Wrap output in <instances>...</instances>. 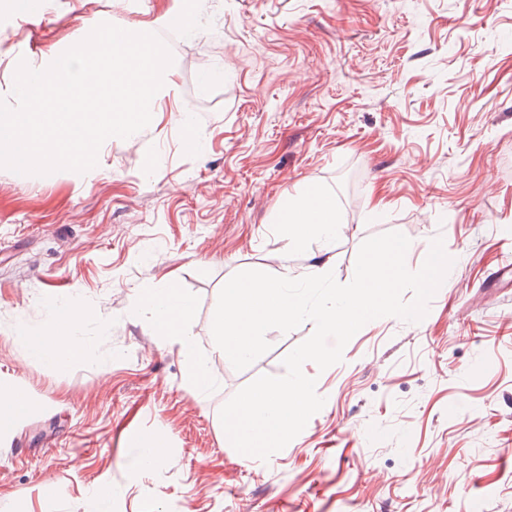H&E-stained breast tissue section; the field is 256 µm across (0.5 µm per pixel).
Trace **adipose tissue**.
Wrapping results in <instances>:
<instances>
[{
  "label": "adipose tissue",
  "mask_w": 512,
  "mask_h": 512,
  "mask_svg": "<svg viewBox=\"0 0 512 512\" xmlns=\"http://www.w3.org/2000/svg\"><path fill=\"white\" fill-rule=\"evenodd\" d=\"M335 224L336 215L332 202L313 190L304 198L289 202L281 214L279 231L289 244L297 245L310 234L332 237ZM141 302L150 313L151 326L156 335L161 336L170 346L178 348L184 356L190 357L188 384L200 391L210 389L215 383L210 369L191 358L194 345V339L189 332L194 309L192 299L171 278L168 279L166 288L143 294ZM85 318V312L76 305L55 310L52 327L46 329L42 335L30 339L33 354L55 365L81 359L84 346L77 334V327Z\"/></svg>",
  "instance_id": "adipose-tissue-1"
}]
</instances>
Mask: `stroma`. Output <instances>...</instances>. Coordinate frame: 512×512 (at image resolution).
<instances>
[{
	"mask_svg": "<svg viewBox=\"0 0 512 512\" xmlns=\"http://www.w3.org/2000/svg\"><path fill=\"white\" fill-rule=\"evenodd\" d=\"M190 9L189 29L159 24ZM151 24L173 55L177 101L98 168H0V385L31 410L0 434V512H512V0H0V97L12 66L78 43L84 26ZM193 108L187 156L175 107ZM319 189L338 231L288 245L278 219ZM398 231L410 270L442 237L453 265L425 318L387 316L342 362L303 372L324 407L268 460L224 443L221 407L313 322L269 330L235 370L211 331L237 272L339 283L368 237ZM194 301L195 356L216 385L185 382L177 348L139 302L167 275ZM61 302L87 314L83 357L55 367L28 337ZM165 462L141 463L151 438Z\"/></svg>",
	"mask_w": 512,
	"mask_h": 512,
	"instance_id": "1",
	"label": "stroma"
}]
</instances>
